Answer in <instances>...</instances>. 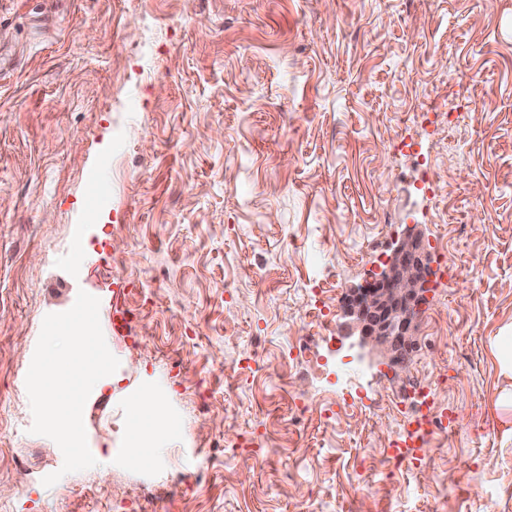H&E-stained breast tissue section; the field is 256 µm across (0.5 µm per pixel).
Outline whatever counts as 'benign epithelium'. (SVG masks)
Masks as SVG:
<instances>
[{
    "mask_svg": "<svg viewBox=\"0 0 512 512\" xmlns=\"http://www.w3.org/2000/svg\"><path fill=\"white\" fill-rule=\"evenodd\" d=\"M430 257L419 232L395 242L381 271L349 290L344 314L360 347H370L388 364L404 367L417 349L416 319L425 301Z\"/></svg>",
    "mask_w": 512,
    "mask_h": 512,
    "instance_id": "7a95c632",
    "label": "benign epithelium"
}]
</instances>
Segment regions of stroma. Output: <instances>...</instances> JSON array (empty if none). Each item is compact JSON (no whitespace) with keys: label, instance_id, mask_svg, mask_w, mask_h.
I'll return each instance as SVG.
<instances>
[{"label":"stroma","instance_id":"35a3bbf8","mask_svg":"<svg viewBox=\"0 0 512 512\" xmlns=\"http://www.w3.org/2000/svg\"><path fill=\"white\" fill-rule=\"evenodd\" d=\"M413 226L433 275L397 372L354 346L343 299ZM82 291L183 439L158 475L115 465L104 390L96 466L48 488L63 455L30 434L25 379ZM511 330L512 0H0V512H512ZM256 345L263 370L238 374ZM440 376L460 429L385 478L399 421L374 400Z\"/></svg>","mask_w":512,"mask_h":512}]
</instances>
